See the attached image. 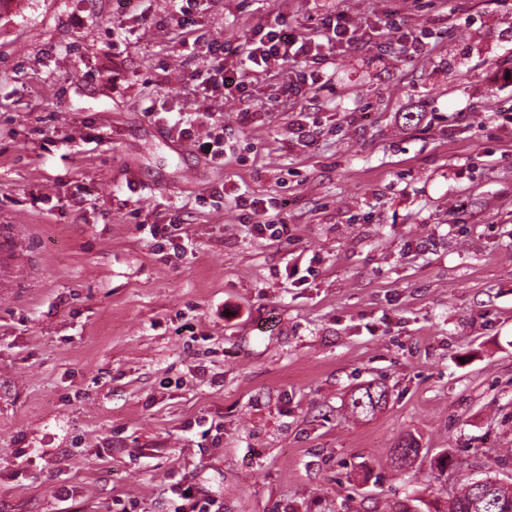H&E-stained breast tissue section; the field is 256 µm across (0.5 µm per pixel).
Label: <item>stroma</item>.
Listing matches in <instances>:
<instances>
[{
	"mask_svg": "<svg viewBox=\"0 0 512 512\" xmlns=\"http://www.w3.org/2000/svg\"><path fill=\"white\" fill-rule=\"evenodd\" d=\"M339 11L355 43L327 42ZM277 23L323 60L216 97L214 165L171 131L193 71ZM511 113L512 0H217L185 28L168 0H11L0 512H60L61 486L72 512H161L178 480L224 512H388L512 479ZM243 192L287 235H255ZM173 218L178 258L147 230ZM368 383L388 402L361 420ZM386 391L379 385L368 384L351 396L352 414L361 417L374 416L386 403Z\"/></svg>",
	"mask_w": 512,
	"mask_h": 512,
	"instance_id": "stroma-1",
	"label": "stroma"
}]
</instances>
